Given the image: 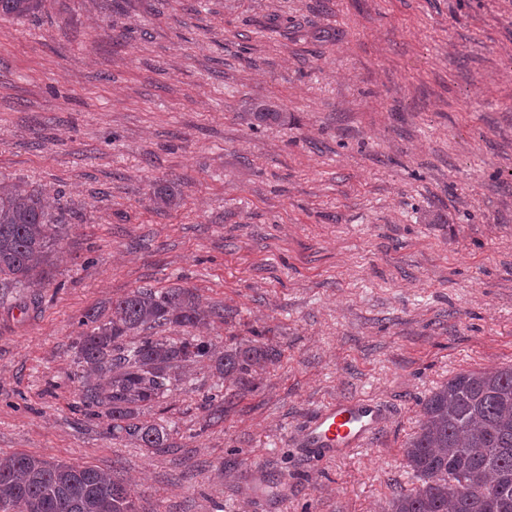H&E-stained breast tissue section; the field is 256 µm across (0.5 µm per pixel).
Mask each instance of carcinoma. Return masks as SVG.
<instances>
[{
    "instance_id": "1",
    "label": "carcinoma",
    "mask_w": 512,
    "mask_h": 512,
    "mask_svg": "<svg viewBox=\"0 0 512 512\" xmlns=\"http://www.w3.org/2000/svg\"><path fill=\"white\" fill-rule=\"evenodd\" d=\"M39 0H0V17H23ZM259 124L286 116L270 105L251 113ZM68 231L63 207L19 185L0 186V281L12 288L50 284L56 248ZM205 310L190 288L140 287L112 301L104 320L86 313L79 325L80 362L101 383H83L84 408H107L112 431L143 448L170 447L167 428L144 421L139 408L170 390L184 367L207 361L228 383L224 402L256 389L255 373L275 361L268 345L240 344L215 353L194 337L157 332L193 327ZM423 420L403 457L420 485L393 497L387 512H512V366L459 373L422 402ZM0 512H137L127 483L116 473L16 453L0 460Z\"/></svg>"
}]
</instances>
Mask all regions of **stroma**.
<instances>
[{"instance_id": "obj_1", "label": "stroma", "mask_w": 512, "mask_h": 512, "mask_svg": "<svg viewBox=\"0 0 512 512\" xmlns=\"http://www.w3.org/2000/svg\"><path fill=\"white\" fill-rule=\"evenodd\" d=\"M1 183L70 229L0 303V459L117 471L138 512H386L422 401L512 365V0H41L0 17ZM174 284L224 316L168 337L281 357L218 418L191 365L142 448L82 408L78 321ZM359 397L370 446H294Z\"/></svg>"}]
</instances>
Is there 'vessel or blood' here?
<instances>
[{"mask_svg":"<svg viewBox=\"0 0 512 512\" xmlns=\"http://www.w3.org/2000/svg\"><path fill=\"white\" fill-rule=\"evenodd\" d=\"M382 410L373 401L355 398L326 404L303 423L298 440L311 455L331 458L366 446L379 429Z\"/></svg>","mask_w":512,"mask_h":512,"instance_id":"obj_1","label":"vessel or blood"}]
</instances>
